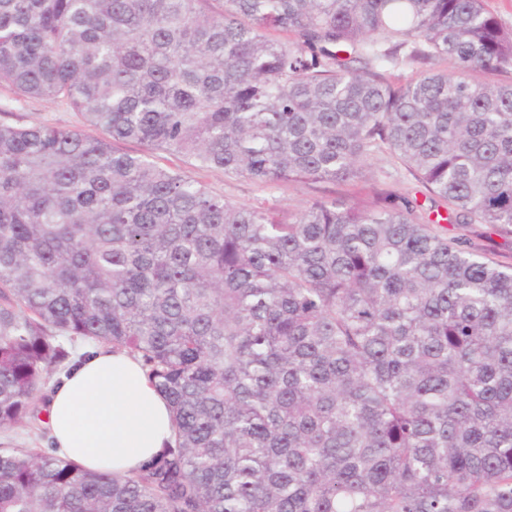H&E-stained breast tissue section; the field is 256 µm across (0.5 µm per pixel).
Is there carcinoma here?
Returning a JSON list of instances; mask_svg holds the SVG:
<instances>
[{"mask_svg":"<svg viewBox=\"0 0 512 512\" xmlns=\"http://www.w3.org/2000/svg\"><path fill=\"white\" fill-rule=\"evenodd\" d=\"M208 2L0 0V86L102 132L0 123V430L79 341L140 357L174 422L128 475L0 448V512H512V266L408 196L287 223L155 161L269 185L385 152L511 235L512 81L468 74L512 29L484 0ZM452 65L446 60L442 59H435L431 60L429 63L420 65H406L401 67L400 69H391L387 71H381V73L384 74V76L396 83H405L407 80H409L412 77H415L417 73L420 71L425 70H443L448 71V73L451 71Z\"/></svg>","mask_w":512,"mask_h":512,"instance_id":"obj_1","label":"carcinoma"}]
</instances>
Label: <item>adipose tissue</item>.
Listing matches in <instances>:
<instances>
[{
	"mask_svg": "<svg viewBox=\"0 0 512 512\" xmlns=\"http://www.w3.org/2000/svg\"><path fill=\"white\" fill-rule=\"evenodd\" d=\"M48 418L57 453L89 470H135L172 438L171 409L140 361L103 347L88 349L62 375Z\"/></svg>",
	"mask_w": 512,
	"mask_h": 512,
	"instance_id": "ef3b65f1",
	"label": "adipose tissue"
}]
</instances>
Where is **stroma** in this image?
Returning a JSON list of instances; mask_svg holds the SVG:
<instances>
[{
  "label": "stroma",
  "mask_w": 512,
  "mask_h": 512,
  "mask_svg": "<svg viewBox=\"0 0 512 512\" xmlns=\"http://www.w3.org/2000/svg\"><path fill=\"white\" fill-rule=\"evenodd\" d=\"M0 123L29 127L48 124L66 129L84 126L82 116L66 105L43 99L22 98L10 89L0 88ZM160 164L176 168L206 186L225 201L247 207L268 209L285 222L316 199L352 204L370 201L380 192L409 195L417 198L425 211H445L446 206L417 182L399 163L386 154L371 156L359 177L346 181L286 182L261 185L250 179L225 175L217 168L193 166L186 158L160 154ZM444 236L465 239L476 251L504 266L512 265V235H506L489 224H436Z\"/></svg>",
  "instance_id": "1"
}]
</instances>
